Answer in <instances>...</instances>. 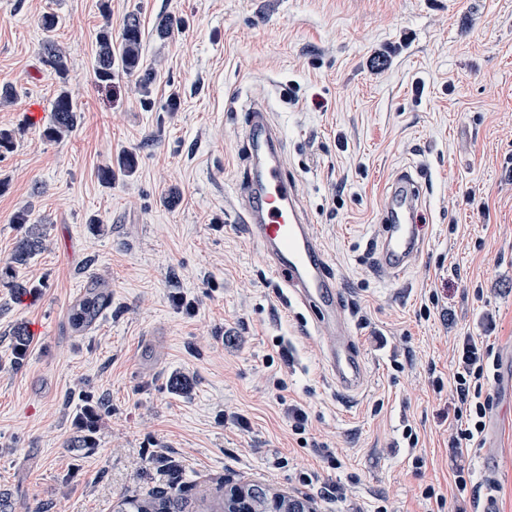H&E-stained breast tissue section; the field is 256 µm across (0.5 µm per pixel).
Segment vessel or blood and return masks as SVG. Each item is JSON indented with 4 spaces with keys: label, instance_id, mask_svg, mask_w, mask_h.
<instances>
[{
    "label": "vessel or blood",
    "instance_id": "1",
    "mask_svg": "<svg viewBox=\"0 0 512 512\" xmlns=\"http://www.w3.org/2000/svg\"><path fill=\"white\" fill-rule=\"evenodd\" d=\"M242 150L246 168L237 192V218L257 243L265 267L281 289L282 303L311 312V333L321 342L327 371L337 387L358 391L365 377L364 359L312 220L284 173L280 132L263 106L248 110ZM426 189L414 166L402 167L388 183L382 224L371 251V265L379 274L403 276L423 252L425 241L412 217L424 204Z\"/></svg>",
    "mask_w": 512,
    "mask_h": 512
}]
</instances>
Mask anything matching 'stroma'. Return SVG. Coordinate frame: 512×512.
<instances>
[{
	"instance_id": "35a3bbf8",
	"label": "stroma",
	"mask_w": 512,
	"mask_h": 512,
	"mask_svg": "<svg viewBox=\"0 0 512 512\" xmlns=\"http://www.w3.org/2000/svg\"><path fill=\"white\" fill-rule=\"evenodd\" d=\"M48 13L81 108L59 140L27 116L51 113L58 90L41 54ZM132 14L156 74L145 96L136 75L95 76L100 27L120 38ZM167 16L179 24L159 34ZM0 86L15 90L0 100L14 134L0 151V262L26 232L43 238L19 272L26 296L0 278V512H116L175 480L208 499L225 478L317 496L323 512H448L450 390L426 381L449 380L441 342L467 334L486 336L502 382L484 390L495 454L469 449L466 507L489 495L512 512V0H9ZM256 102L343 290L366 360L357 394L337 391L309 313L284 310L233 221ZM408 164L431 178L413 219L426 247L396 284L374 275L367 243ZM94 279L111 285V310L84 335L65 331ZM89 399L91 436L78 425ZM292 404L329 430V448L293 431ZM339 482L351 501L332 495Z\"/></svg>"
}]
</instances>
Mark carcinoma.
<instances>
[{"mask_svg":"<svg viewBox=\"0 0 512 512\" xmlns=\"http://www.w3.org/2000/svg\"><path fill=\"white\" fill-rule=\"evenodd\" d=\"M58 25L53 14L41 19V26L47 33L42 44V52L54 74L59 80V89L53 101L52 117L43 130V136L49 140H59L71 133L80 120V110L74 99V93L67 85V57L52 33ZM141 32L137 18H131L123 29L119 44L112 42V31L102 27L97 35L98 52L95 74L97 80L110 84L115 76V65L127 72L138 73L139 86L147 90L153 81L149 71H139V47ZM42 241L34 235L20 239L9 261L0 267V277H9L14 268L24 264L28 258L40 251ZM219 500L211 512H307L308 504L298 498L288 499L284 495L271 496L260 484L224 481L219 486ZM189 498L179 490L174 492H152L145 496H126L119 502L118 512H189Z\"/></svg>","mask_w":512,"mask_h":512,"instance_id":"1","label":"carcinoma"}]
</instances>
